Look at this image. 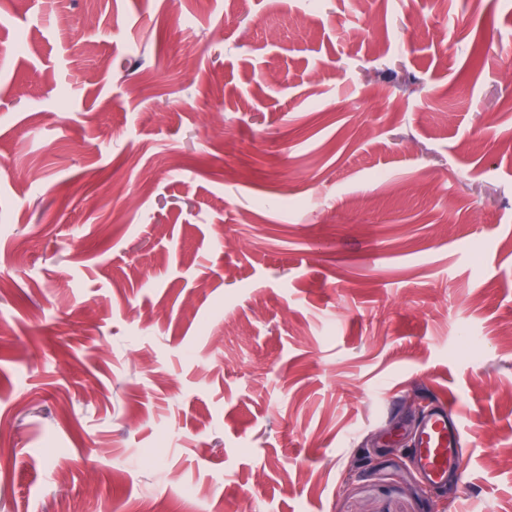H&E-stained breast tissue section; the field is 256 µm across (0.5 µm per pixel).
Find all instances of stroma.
Segmentation results:
<instances>
[{
  "label": "stroma",
  "instance_id": "1",
  "mask_svg": "<svg viewBox=\"0 0 512 512\" xmlns=\"http://www.w3.org/2000/svg\"><path fill=\"white\" fill-rule=\"evenodd\" d=\"M488 40L512 0H0V512H512ZM412 395L461 476L391 453ZM452 407L432 410L418 428L414 456L426 477L434 483L445 479L448 471L461 473L466 455L465 432L461 418L454 419Z\"/></svg>",
  "mask_w": 512,
  "mask_h": 512
}]
</instances>
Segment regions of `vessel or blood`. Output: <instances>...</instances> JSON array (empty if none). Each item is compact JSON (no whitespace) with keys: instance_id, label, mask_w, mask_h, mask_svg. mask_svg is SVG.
Instances as JSON below:
<instances>
[{"instance_id":"1","label":"vessel or blood","mask_w":512,"mask_h":512,"mask_svg":"<svg viewBox=\"0 0 512 512\" xmlns=\"http://www.w3.org/2000/svg\"><path fill=\"white\" fill-rule=\"evenodd\" d=\"M414 455L432 482L442 481L449 471H462L466 455L465 432L454 409L432 410L418 429Z\"/></svg>"}]
</instances>
